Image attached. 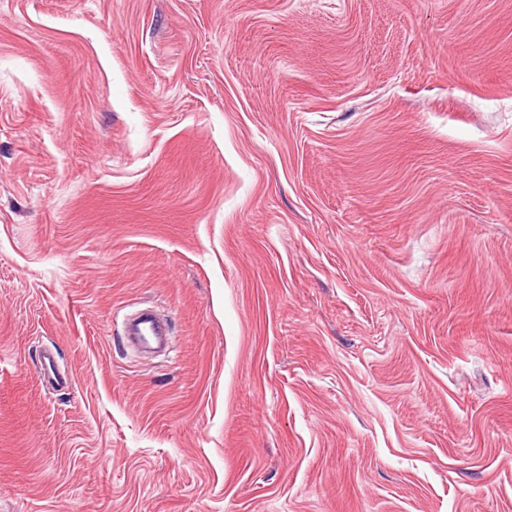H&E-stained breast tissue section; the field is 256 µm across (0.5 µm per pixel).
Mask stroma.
Segmentation results:
<instances>
[{"mask_svg": "<svg viewBox=\"0 0 512 512\" xmlns=\"http://www.w3.org/2000/svg\"><path fill=\"white\" fill-rule=\"evenodd\" d=\"M0 512H512V0H0ZM124 336L129 344L149 348L163 343V336H169L168 324L144 315L129 316L123 324ZM40 376L42 380L58 388L68 387L72 382L69 376L61 373L56 353L51 348L42 350L40 356Z\"/></svg>", "mask_w": 512, "mask_h": 512, "instance_id": "35a3bbf8", "label": "stroma"}]
</instances>
